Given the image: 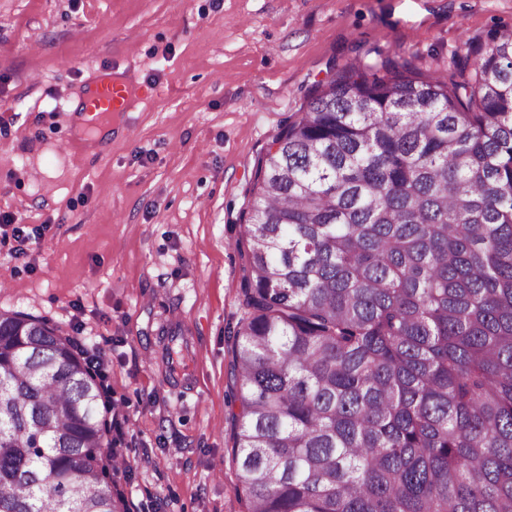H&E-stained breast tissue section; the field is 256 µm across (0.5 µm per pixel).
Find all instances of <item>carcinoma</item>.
<instances>
[{
    "mask_svg": "<svg viewBox=\"0 0 512 512\" xmlns=\"http://www.w3.org/2000/svg\"><path fill=\"white\" fill-rule=\"evenodd\" d=\"M231 344L247 512H512V32L316 85L259 159ZM0 312V512H127L101 387Z\"/></svg>",
    "mask_w": 512,
    "mask_h": 512,
    "instance_id": "1",
    "label": "carcinoma"
}]
</instances>
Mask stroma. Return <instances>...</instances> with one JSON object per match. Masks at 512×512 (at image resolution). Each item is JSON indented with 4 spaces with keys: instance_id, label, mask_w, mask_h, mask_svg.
I'll return each mask as SVG.
<instances>
[{
    "instance_id": "35a3bbf8",
    "label": "stroma",
    "mask_w": 512,
    "mask_h": 512,
    "mask_svg": "<svg viewBox=\"0 0 512 512\" xmlns=\"http://www.w3.org/2000/svg\"><path fill=\"white\" fill-rule=\"evenodd\" d=\"M495 30L512 0H0V311L84 337L128 512H246L229 333L274 134L347 65L445 81ZM113 70L143 100L99 144L72 105Z\"/></svg>"
}]
</instances>
